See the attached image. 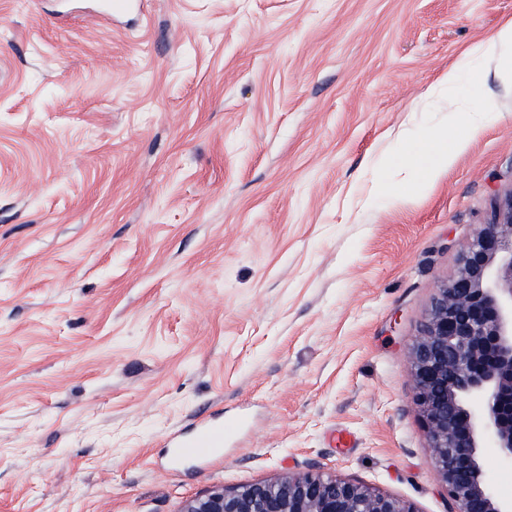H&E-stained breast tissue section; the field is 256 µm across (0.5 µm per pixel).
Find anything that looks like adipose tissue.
Segmentation results:
<instances>
[{"instance_id":"obj_1","label":"adipose tissue","mask_w":512,"mask_h":512,"mask_svg":"<svg viewBox=\"0 0 512 512\" xmlns=\"http://www.w3.org/2000/svg\"><path fill=\"white\" fill-rule=\"evenodd\" d=\"M484 58L494 63L495 72L502 82L512 84V18L505 20L489 40L471 47L454 66L441 72L435 80V88H453L476 60ZM460 125L465 128L464 135L449 138V128ZM481 130L482 125L473 114L455 107L450 111L448 129L428 130L413 136L412 141L417 148L415 156L420 161L422 185H431L436 177L447 171Z\"/></svg>"}]
</instances>
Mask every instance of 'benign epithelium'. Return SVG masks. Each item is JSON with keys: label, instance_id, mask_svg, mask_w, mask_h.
Here are the masks:
<instances>
[{"label": "benign epithelium", "instance_id": "7a95c632", "mask_svg": "<svg viewBox=\"0 0 512 512\" xmlns=\"http://www.w3.org/2000/svg\"><path fill=\"white\" fill-rule=\"evenodd\" d=\"M414 401L450 512H512L487 485L481 450L512 464V191L493 204L437 289L411 352ZM182 512H417L403 499L319 471L223 489Z\"/></svg>", "mask_w": 512, "mask_h": 512}]
</instances>
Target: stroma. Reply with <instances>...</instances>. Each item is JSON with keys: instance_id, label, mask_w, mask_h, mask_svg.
<instances>
[{"instance_id": "1", "label": "stroma", "mask_w": 512, "mask_h": 512, "mask_svg": "<svg viewBox=\"0 0 512 512\" xmlns=\"http://www.w3.org/2000/svg\"><path fill=\"white\" fill-rule=\"evenodd\" d=\"M0 0V512L309 470L448 512L409 351L512 191V0ZM496 113L433 188L406 130ZM215 414L220 455L169 461ZM484 58L494 63L495 73L503 83L512 85V18L505 20L489 40L471 47L454 66L441 72L435 80L434 88L452 89L476 60Z\"/></svg>"}]
</instances>
